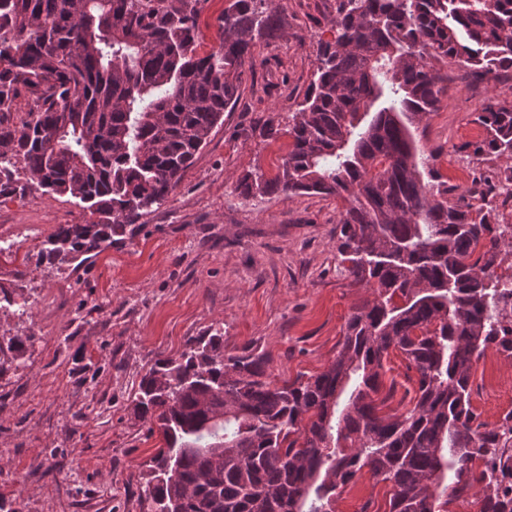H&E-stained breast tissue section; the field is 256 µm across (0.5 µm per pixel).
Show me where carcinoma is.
I'll return each instance as SVG.
<instances>
[{"label": "carcinoma", "mask_w": 512, "mask_h": 512, "mask_svg": "<svg viewBox=\"0 0 512 512\" xmlns=\"http://www.w3.org/2000/svg\"><path fill=\"white\" fill-rule=\"evenodd\" d=\"M205 2L0 0V180L98 216L59 227L58 257L98 254L159 208L235 102L255 38L279 37L266 0H234L201 54ZM329 23L278 174L236 192L340 198L338 254L374 299L305 381L273 384L266 358L224 352L220 328L151 364L129 404L164 442L143 494L152 512H334L366 468L391 483L388 512H447L471 490L479 512H512V410L489 428L471 404L474 364L512 359V280L497 272L512 224L493 222L492 186L476 209L448 200L411 130L441 108L449 63L512 69V0H336ZM474 122L482 139L459 150L512 158V101L490 99ZM34 341L0 342V376ZM392 348L414 396L381 414Z\"/></svg>", "instance_id": "1"}]
</instances>
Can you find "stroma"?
<instances>
[{
	"label": "stroma",
	"mask_w": 512,
	"mask_h": 512,
	"mask_svg": "<svg viewBox=\"0 0 512 512\" xmlns=\"http://www.w3.org/2000/svg\"><path fill=\"white\" fill-rule=\"evenodd\" d=\"M336 0H273L283 36L255 41L236 103L168 200L98 255L71 262L47 251L62 224L90 214L69 196L0 183V286L28 300L32 316L0 310V341H36L0 376V497L20 512H148L138 477L161 444L127 406L141 374L189 337L224 329V351L263 354L276 384L322 372L348 317L371 294L356 287L336 251L342 204L326 195L242 199L240 178L274 177L290 139L269 140L270 117L287 119L310 83L316 41ZM512 101V73L448 69V93L414 134L448 185L449 200L476 203L499 188V220L512 224L505 161L481 162L461 144L488 98ZM471 401L495 425L512 410V361L487 352L474 366ZM390 484L361 471L336 512H388Z\"/></svg>",
	"instance_id": "obj_1"
}]
</instances>
